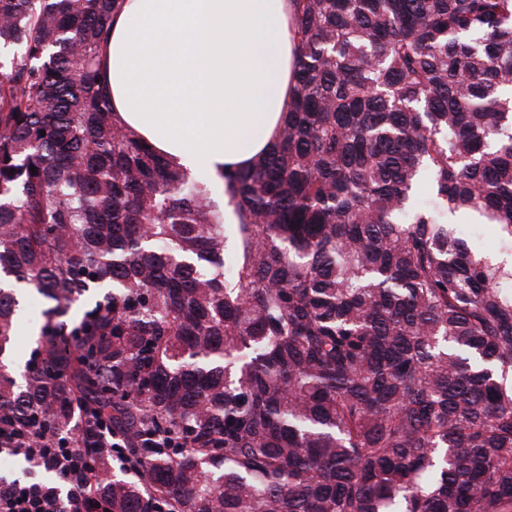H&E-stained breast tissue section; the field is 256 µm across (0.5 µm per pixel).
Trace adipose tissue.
<instances>
[{"mask_svg":"<svg viewBox=\"0 0 512 512\" xmlns=\"http://www.w3.org/2000/svg\"><path fill=\"white\" fill-rule=\"evenodd\" d=\"M293 25V0H124L100 51L115 120L223 195L283 127Z\"/></svg>","mask_w":512,"mask_h":512,"instance_id":"1","label":"adipose tissue"}]
</instances>
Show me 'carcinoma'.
I'll use <instances>...</instances> for the list:
<instances>
[{
    "label": "carcinoma",
    "instance_id": "cac0c4a2",
    "mask_svg": "<svg viewBox=\"0 0 512 512\" xmlns=\"http://www.w3.org/2000/svg\"><path fill=\"white\" fill-rule=\"evenodd\" d=\"M119 4L0 0V274L52 302L0 413L122 437L90 512H512V266L448 222L512 254V0H296L229 264L204 184L113 119ZM458 227L470 234L472 246L478 251L489 256H502L498 254L501 243L494 226L458 223Z\"/></svg>",
    "mask_w": 512,
    "mask_h": 512
}]
</instances>
